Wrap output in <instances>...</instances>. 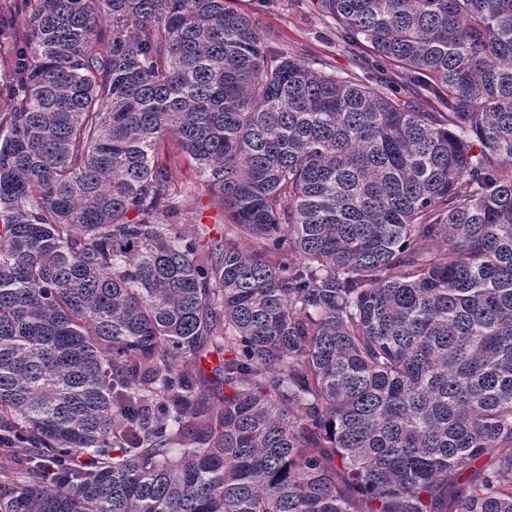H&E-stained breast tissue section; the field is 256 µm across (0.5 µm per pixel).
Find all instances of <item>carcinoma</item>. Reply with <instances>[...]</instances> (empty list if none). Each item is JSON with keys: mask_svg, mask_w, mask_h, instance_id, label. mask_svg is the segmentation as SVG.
<instances>
[{"mask_svg": "<svg viewBox=\"0 0 512 512\" xmlns=\"http://www.w3.org/2000/svg\"><path fill=\"white\" fill-rule=\"evenodd\" d=\"M25 2L0 512H512V0H317L413 101L224 0ZM167 155L168 165L171 169V180L174 192H183L188 184H194L196 186V191L202 194L203 202L205 204L212 201L213 205L218 206V197L209 194L207 186L200 182V180L195 176L192 168L189 167L186 158L176 149V146L172 141L168 144ZM216 210V208H212L207 211L199 212V210L193 207L190 201L182 207L179 228L188 234L194 235L200 233L202 226H207L210 229H213L212 233L214 235H217L218 232L215 227L222 228L223 226H215L214 219L209 217L215 216Z\"/></svg>", "mask_w": 512, "mask_h": 512, "instance_id": "cac0c4a2", "label": "carcinoma"}]
</instances>
